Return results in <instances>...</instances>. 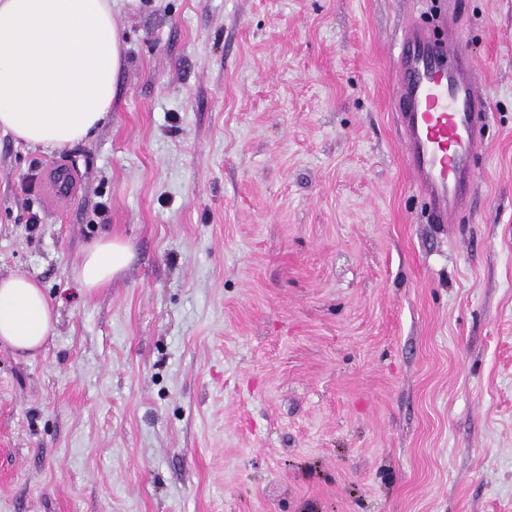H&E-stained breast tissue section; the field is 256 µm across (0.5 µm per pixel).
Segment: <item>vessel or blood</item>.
Here are the masks:
<instances>
[{"label":"vessel or blood","instance_id":"1","mask_svg":"<svg viewBox=\"0 0 512 512\" xmlns=\"http://www.w3.org/2000/svg\"><path fill=\"white\" fill-rule=\"evenodd\" d=\"M393 108L407 168L428 201L431 222L459 223L470 209L477 177L472 159L484 147L479 133L489 104L477 90L473 63L447 13L434 16L430 27L416 25L404 34ZM49 174L51 204L65 209L77 182L61 165L50 166Z\"/></svg>","mask_w":512,"mask_h":512}]
</instances>
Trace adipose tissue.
I'll return each instance as SVG.
<instances>
[{"label": "adipose tissue", "instance_id": "obj_1", "mask_svg": "<svg viewBox=\"0 0 512 512\" xmlns=\"http://www.w3.org/2000/svg\"><path fill=\"white\" fill-rule=\"evenodd\" d=\"M118 0H0V132L53 150L86 140L108 118L125 42ZM129 245L103 236L71 272L81 292L108 287ZM58 313L34 278L0 275V345L38 352Z\"/></svg>", "mask_w": 512, "mask_h": 512}]
</instances>
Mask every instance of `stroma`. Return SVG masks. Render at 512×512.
Here are the masks:
<instances>
[{
	"mask_svg": "<svg viewBox=\"0 0 512 512\" xmlns=\"http://www.w3.org/2000/svg\"><path fill=\"white\" fill-rule=\"evenodd\" d=\"M441 2L132 0L109 120L0 133V274L58 311L0 346V512H512V0H453L490 105L459 224L391 107ZM112 233L130 265L79 292ZM50 185L47 193L52 206L57 210H64L77 190V182L69 170L54 164L49 168ZM131 258L130 246L124 240L104 235L87 248L71 272L72 281L83 293L106 288L123 274Z\"/></svg>",
	"mask_w": 512,
	"mask_h": 512,
	"instance_id": "35a3bbf8",
	"label": "stroma"
}]
</instances>
